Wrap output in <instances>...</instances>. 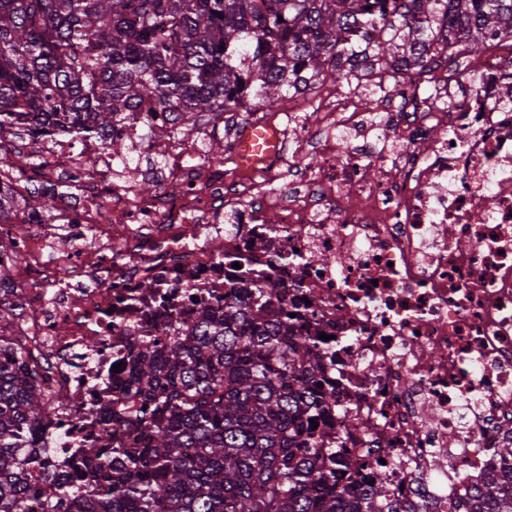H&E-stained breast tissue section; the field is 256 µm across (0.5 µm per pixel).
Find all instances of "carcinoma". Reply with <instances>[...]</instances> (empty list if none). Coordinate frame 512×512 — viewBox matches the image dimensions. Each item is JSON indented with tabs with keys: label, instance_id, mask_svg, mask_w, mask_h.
<instances>
[{
	"label": "carcinoma",
	"instance_id": "cac0c4a2",
	"mask_svg": "<svg viewBox=\"0 0 512 512\" xmlns=\"http://www.w3.org/2000/svg\"><path fill=\"white\" fill-rule=\"evenodd\" d=\"M491 40L512 42V0H0V142L39 160L54 138L89 137L135 172L116 128L150 112L171 115L150 130L164 147L247 101L407 58L426 69ZM202 156L224 164V142L212 136ZM28 182L26 208L43 216L77 188ZM273 306L262 288L232 290L167 347H139L112 425L68 469L36 445L46 379L16 351L0 365V512L57 500L67 512H403L382 481L356 487L327 469L310 423L325 399L318 346L283 338ZM15 319L0 299V337ZM457 508L512 512V469Z\"/></svg>",
	"mask_w": 512,
	"mask_h": 512
}]
</instances>
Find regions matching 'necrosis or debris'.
<instances>
[{
	"instance_id": "obj_1",
	"label": "necrosis or debris",
	"mask_w": 512,
	"mask_h": 512,
	"mask_svg": "<svg viewBox=\"0 0 512 512\" xmlns=\"http://www.w3.org/2000/svg\"><path fill=\"white\" fill-rule=\"evenodd\" d=\"M396 76L374 112L351 92L313 114L291 95V148L250 166L202 161L211 127L176 136L151 196L127 179L99 195L111 155L51 142L41 179L68 174L76 200L51 224L13 211L29 225L20 239L0 225V298L19 312L5 342L48 378L51 462L111 421L114 367L135 343H169L229 287L272 285L276 318L321 350L318 427L332 459L355 460L354 482L453 512L499 464L512 438V67ZM287 175L283 199L272 185Z\"/></svg>"
}]
</instances>
